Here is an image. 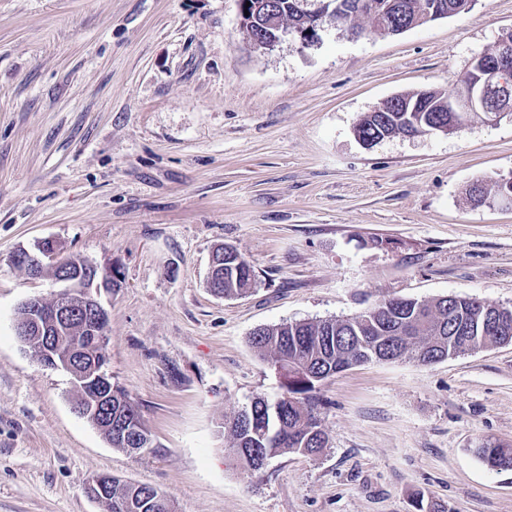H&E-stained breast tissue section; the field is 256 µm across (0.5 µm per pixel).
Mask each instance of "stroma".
<instances>
[{
	"label": "stroma",
	"mask_w": 512,
	"mask_h": 512,
	"mask_svg": "<svg viewBox=\"0 0 512 512\" xmlns=\"http://www.w3.org/2000/svg\"><path fill=\"white\" fill-rule=\"evenodd\" d=\"M358 23L261 51L239 0H0V512H104L85 493L99 474L177 512H512V470L476 454L512 445V343L352 366L316 387L321 453L252 473L229 451L225 414L286 391L257 328L393 298L512 308V206L467 196L512 174V115L355 136L395 95L451 90L512 31V0L395 36ZM45 239L116 275L109 369L150 453L112 447L15 333L59 288L14 263ZM220 245L254 267L250 294L208 288Z\"/></svg>",
	"instance_id": "stroma-1"
}]
</instances>
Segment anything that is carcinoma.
I'll use <instances>...</instances> for the list:
<instances>
[{"label": "carcinoma", "mask_w": 512, "mask_h": 512, "mask_svg": "<svg viewBox=\"0 0 512 512\" xmlns=\"http://www.w3.org/2000/svg\"><path fill=\"white\" fill-rule=\"evenodd\" d=\"M393 5L389 12L408 24L428 14L436 6L443 17L471 8V0H378ZM249 0L247 19L253 27L268 26L269 16ZM274 16L291 26L306 28L309 15L295 8V0H274ZM448 94L433 89L419 104L418 112H368L360 120L355 135L363 142H377L400 133H425L438 124L456 131L457 115L444 110ZM255 284L253 266L232 247H224V297L247 294ZM250 343L261 355L272 358L288 380L286 393L270 401L253 399L247 425L237 424L240 412L224 416V429L231 437L230 451L242 448L265 459L284 454L313 455L326 447L327 435L321 429L312 405L316 385L336 373L374 358L378 352L387 358L413 361L422 365L456 353L474 351L489 345L512 343V313L469 296L450 295L425 303L416 299H391L346 319L296 321L255 330ZM122 402L113 405L137 420L138 434H146L141 415L129 393L120 390ZM478 457L494 470L512 468V448L495 446L476 450ZM106 512H176L170 498L158 490L112 480V493L103 500Z\"/></svg>", "instance_id": "carcinoma-1"}]
</instances>
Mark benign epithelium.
Instances as JSON below:
<instances>
[{
    "label": "benign epithelium",
    "instance_id": "7a95c632",
    "mask_svg": "<svg viewBox=\"0 0 512 512\" xmlns=\"http://www.w3.org/2000/svg\"><path fill=\"white\" fill-rule=\"evenodd\" d=\"M274 35L261 42L254 37L247 38L253 48H272L287 40L297 39L301 43L314 41L310 33L289 27L279 21L271 24ZM512 34H507L497 42L494 56L481 54L476 57L471 67L462 77L455 96L448 101V111L463 116L468 112H491L496 117L509 111L501 105V100L512 95ZM500 194L492 199H485L489 205L512 206V174L500 178ZM15 264L25 268L29 275L38 277L46 267H52L57 273L56 281L62 285L54 300L62 301L60 306H50L41 297H33L24 303L25 314L15 322V331L19 336H28L34 329L51 335L46 326H52L57 333L66 330L69 319L68 300L78 297L84 314L82 335L72 344V352H84L91 356V364L84 370H77L68 357H60L53 347L43 349L44 366L61 369L71 376V383L77 392L72 400V409L80 416L89 413L98 415L110 434L118 439H127L133 431L132 421L117 418L112 413V396L117 386L112 384V375L108 371V354L106 349L108 313L98 300L100 289L112 287L114 273L112 267H101L91 260L72 264L71 260L60 256V248L52 240L37 244L36 252L22 251L14 258ZM90 486L93 496L104 498L112 491V476L98 475L92 479Z\"/></svg>",
    "mask_w": 512,
    "mask_h": 512
}]
</instances>
